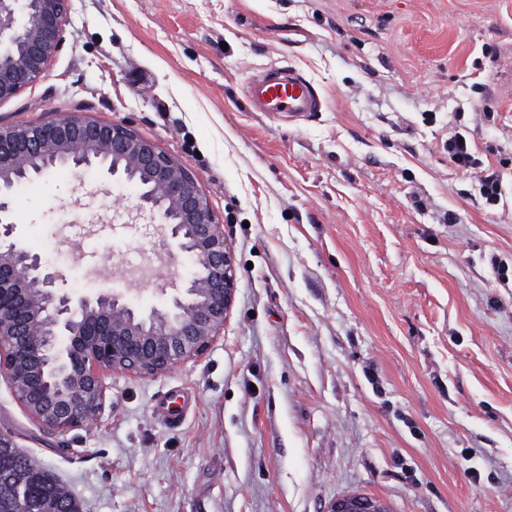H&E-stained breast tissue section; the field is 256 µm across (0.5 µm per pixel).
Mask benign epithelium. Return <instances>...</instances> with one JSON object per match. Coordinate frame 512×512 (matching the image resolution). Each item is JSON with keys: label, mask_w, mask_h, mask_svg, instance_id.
<instances>
[{"label": "benign epithelium", "mask_w": 512, "mask_h": 512, "mask_svg": "<svg viewBox=\"0 0 512 512\" xmlns=\"http://www.w3.org/2000/svg\"><path fill=\"white\" fill-rule=\"evenodd\" d=\"M27 17L16 25L15 11ZM69 0H0V101L34 84L63 43ZM37 175L66 165L101 168L136 188L137 210L163 224L191 263L169 305L136 311L121 292L77 299L67 278L17 236L13 196ZM234 258L196 176L155 142L122 124L64 113L39 125L0 124V380L41 427L66 432L105 408L106 372L158 377L203 356L235 292ZM366 496L335 500L328 512H367Z\"/></svg>", "instance_id": "obj_1"}]
</instances>
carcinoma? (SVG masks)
Instances as JSON below:
<instances>
[{"mask_svg":"<svg viewBox=\"0 0 512 512\" xmlns=\"http://www.w3.org/2000/svg\"><path fill=\"white\" fill-rule=\"evenodd\" d=\"M57 501L80 512L78 501L39 462L17 448L0 450V512H56Z\"/></svg>","mask_w":512,"mask_h":512,"instance_id":"carcinoma-1","label":"carcinoma"}]
</instances>
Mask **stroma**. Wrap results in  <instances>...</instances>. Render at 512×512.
<instances>
[{
    "instance_id": "1",
    "label": "stroma",
    "mask_w": 512,
    "mask_h": 512,
    "mask_svg": "<svg viewBox=\"0 0 512 512\" xmlns=\"http://www.w3.org/2000/svg\"><path fill=\"white\" fill-rule=\"evenodd\" d=\"M290 66L306 121L248 111ZM125 124L190 169L236 268L224 329L154 378L107 374L104 412L42 429L0 384V433L82 512H512V0H71L42 77L0 123ZM471 142L503 187L455 171ZM26 245L73 296L142 310L192 266L133 187L56 168L13 200ZM193 396L172 426L155 402ZM243 91L251 112L270 117L288 115V120H309L325 107L314 85L292 67L256 73ZM459 138L464 140L459 143ZM448 158L454 166L461 170L463 174L473 173L480 166V161L475 157L471 144L461 133H455L448 140ZM479 194L485 199L486 204L496 206L502 197L501 181L495 174L482 176L478 179Z\"/></svg>"
}]
</instances>
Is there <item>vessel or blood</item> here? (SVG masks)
I'll return each instance as SVG.
<instances>
[{
	"instance_id": "obj_1",
	"label": "vessel or blood",
	"mask_w": 512,
	"mask_h": 512,
	"mask_svg": "<svg viewBox=\"0 0 512 512\" xmlns=\"http://www.w3.org/2000/svg\"><path fill=\"white\" fill-rule=\"evenodd\" d=\"M244 97L250 111L292 120L310 119L325 106L314 85L291 67L252 75L244 86Z\"/></svg>"
}]
</instances>
